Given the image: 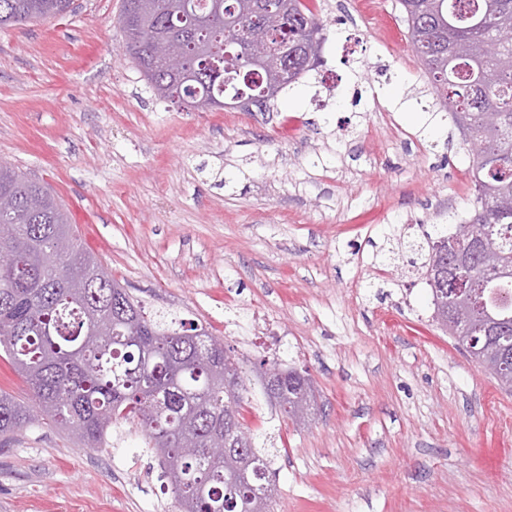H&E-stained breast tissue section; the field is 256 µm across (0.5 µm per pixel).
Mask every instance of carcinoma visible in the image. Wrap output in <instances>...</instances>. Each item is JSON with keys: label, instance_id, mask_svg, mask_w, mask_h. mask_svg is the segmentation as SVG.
Segmentation results:
<instances>
[{"label": "carcinoma", "instance_id": "carcinoma-1", "mask_svg": "<svg viewBox=\"0 0 512 512\" xmlns=\"http://www.w3.org/2000/svg\"><path fill=\"white\" fill-rule=\"evenodd\" d=\"M264 10L271 41L314 48L312 63L290 57L262 80L245 81L241 57L221 62L229 91L265 102L289 86L283 67L301 75L313 67L324 25L303 0H278ZM424 74L464 141L487 151L472 157L474 199L470 216L428 238L420 265L427 274L448 266L450 252L470 249L464 282L471 310L448 317L454 285L430 288L432 320L471 359L512 393V0H399ZM72 0H0V28L46 20L71 11ZM211 0H123L119 18L124 51L161 99L205 112L224 108L213 68L194 50L208 37L224 55L237 31ZM154 38L169 40L195 79L182 83L148 56ZM0 352L28 388L20 398L0 391V438L52 425L85 448H105L112 426L141 433L167 469L184 512H272L273 464L278 450L256 445L241 416L248 400L247 361L232 355L202 323L151 313L119 287L102 262L78 243L62 204L45 185L0 163ZM307 371L259 376L281 415L303 423L315 414Z\"/></svg>", "mask_w": 512, "mask_h": 512}]
</instances>
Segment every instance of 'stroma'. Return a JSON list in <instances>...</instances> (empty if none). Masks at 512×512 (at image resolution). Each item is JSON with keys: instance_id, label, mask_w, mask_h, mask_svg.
Wrapping results in <instances>:
<instances>
[{"instance_id": "35a3bbf8", "label": "stroma", "mask_w": 512, "mask_h": 512, "mask_svg": "<svg viewBox=\"0 0 512 512\" xmlns=\"http://www.w3.org/2000/svg\"><path fill=\"white\" fill-rule=\"evenodd\" d=\"M123 0L0 30V161L48 184L81 244L151 310L306 369L274 512H512V394L436 328L409 243L473 197L463 136L398 0H310L320 62L262 104L187 112L123 51ZM138 436L45 426L0 450V512H183Z\"/></svg>"}]
</instances>
